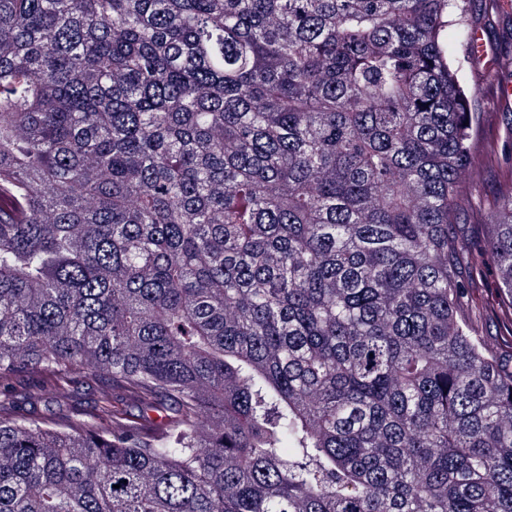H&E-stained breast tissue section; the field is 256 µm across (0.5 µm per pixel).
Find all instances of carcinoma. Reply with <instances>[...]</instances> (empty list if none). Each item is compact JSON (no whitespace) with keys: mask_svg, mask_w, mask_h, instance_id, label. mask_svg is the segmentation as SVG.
Segmentation results:
<instances>
[{"mask_svg":"<svg viewBox=\"0 0 512 512\" xmlns=\"http://www.w3.org/2000/svg\"><path fill=\"white\" fill-rule=\"evenodd\" d=\"M450 21L0 0V512H512V369L449 233ZM492 227L512 345V184ZM76 370L161 422L12 416L19 378Z\"/></svg>","mask_w":512,"mask_h":512,"instance_id":"obj_1","label":"carcinoma"}]
</instances>
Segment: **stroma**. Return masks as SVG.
<instances>
[{
    "mask_svg": "<svg viewBox=\"0 0 512 512\" xmlns=\"http://www.w3.org/2000/svg\"><path fill=\"white\" fill-rule=\"evenodd\" d=\"M469 26L483 33L490 56L501 59L506 68L492 74L474 59L467 48V32L449 26L446 39L448 55L458 68V78L476 114L470 141L469 172L461 194L455 201V222L451 232L463 244L465 254L476 253L484 243L490 213L500 190L512 182V100L497 96L499 84L512 81V0H467ZM36 378L16 382L19 394L16 409L30 410L58 419L66 409H86L101 393L111 391L112 378L102 374L93 379L73 377L59 400L47 399L28 404Z\"/></svg>",
    "mask_w": 512,
    "mask_h": 512,
    "instance_id": "35a3bbf8",
    "label": "stroma"
}]
</instances>
